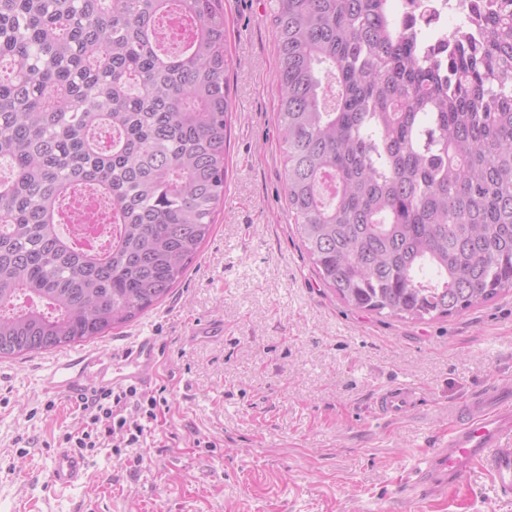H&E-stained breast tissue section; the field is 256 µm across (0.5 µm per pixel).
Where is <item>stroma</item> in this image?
Returning <instances> with one entry per match:
<instances>
[{
    "label": "stroma",
    "mask_w": 512,
    "mask_h": 512,
    "mask_svg": "<svg viewBox=\"0 0 512 512\" xmlns=\"http://www.w3.org/2000/svg\"><path fill=\"white\" fill-rule=\"evenodd\" d=\"M270 0H224L232 118L224 203L183 281L104 351L161 342L165 400L143 443L89 448L87 478L50 489V457L81 425L37 382L50 353L0 359V512H512L490 474L415 505L400 484L448 434V406L512 388V289L446 319L361 312L318 279L288 218ZM224 321L220 340L190 329ZM425 393L397 420L381 389Z\"/></svg>",
    "instance_id": "stroma-1"
}]
</instances>
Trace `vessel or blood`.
<instances>
[{"instance_id": "obj_1", "label": "vessel or blood", "mask_w": 512, "mask_h": 512, "mask_svg": "<svg viewBox=\"0 0 512 512\" xmlns=\"http://www.w3.org/2000/svg\"><path fill=\"white\" fill-rule=\"evenodd\" d=\"M160 342L140 336L112 354L96 345H83L52 358L39 376L44 392L66 401L95 388L149 389L156 377ZM422 402L415 388L398 385L376 399L380 416L398 418ZM453 426L447 438L429 449L407 474L404 489L418 499L459 484L473 465L487 470L501 495H512V394L492 386L448 408ZM88 463L71 448L56 449L50 484L64 491L82 484Z\"/></svg>"}]
</instances>
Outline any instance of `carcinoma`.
<instances>
[{"mask_svg": "<svg viewBox=\"0 0 512 512\" xmlns=\"http://www.w3.org/2000/svg\"><path fill=\"white\" fill-rule=\"evenodd\" d=\"M389 2L274 0L285 202L340 300L422 323L512 288V0L446 67ZM230 65L222 0H0V358L181 282L224 202ZM86 190L112 225L91 245Z\"/></svg>", "mask_w": 512, "mask_h": 512, "instance_id": "cac0c4a2", "label": "carcinoma"}]
</instances>
